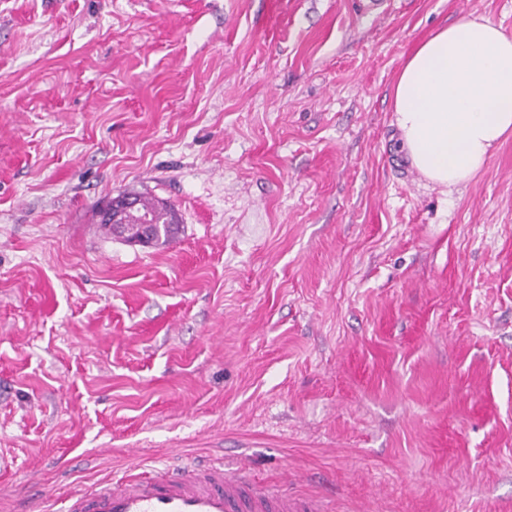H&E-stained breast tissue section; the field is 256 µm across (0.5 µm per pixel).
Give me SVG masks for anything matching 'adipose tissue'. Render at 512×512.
<instances>
[{
  "label": "adipose tissue",
  "instance_id": "ef3b65f1",
  "mask_svg": "<svg viewBox=\"0 0 512 512\" xmlns=\"http://www.w3.org/2000/svg\"><path fill=\"white\" fill-rule=\"evenodd\" d=\"M392 107L412 167L448 189L470 181L512 134V36L485 16L437 30L403 64Z\"/></svg>",
  "mask_w": 512,
  "mask_h": 512
}]
</instances>
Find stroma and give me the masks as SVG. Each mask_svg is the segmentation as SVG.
<instances>
[{"label": "stroma", "instance_id": "35a3bbf8", "mask_svg": "<svg viewBox=\"0 0 512 512\" xmlns=\"http://www.w3.org/2000/svg\"><path fill=\"white\" fill-rule=\"evenodd\" d=\"M512 0H0V512L175 455L331 512H512V136L406 174L391 90ZM121 193L171 206L149 248ZM148 205L141 210L135 208L133 198L131 197H113L102 205L103 213H112V220L107 223L106 219L101 214V228L107 234L112 235V227L123 237L130 238V243L134 245H141L144 247L151 246L155 240L154 228L156 225L160 236L156 237V242L159 243L162 239L163 242L169 241L178 232L177 218L174 210L165 205L164 203H155L147 200ZM112 207V211L110 208ZM152 220L156 224L152 223ZM126 215L132 216L134 219L127 220ZM114 234V233H113ZM156 243V244H157Z\"/></svg>", "mask_w": 512, "mask_h": 512}]
</instances>
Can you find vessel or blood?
Segmentation results:
<instances>
[{"mask_svg": "<svg viewBox=\"0 0 512 512\" xmlns=\"http://www.w3.org/2000/svg\"><path fill=\"white\" fill-rule=\"evenodd\" d=\"M60 512H330L321 494L301 495L287 486L246 479L240 466L216 457L186 469L161 463L126 473L67 497Z\"/></svg>", "mask_w": 512, "mask_h": 512, "instance_id": "b4317fda", "label": "vessel or blood"}]
</instances>
